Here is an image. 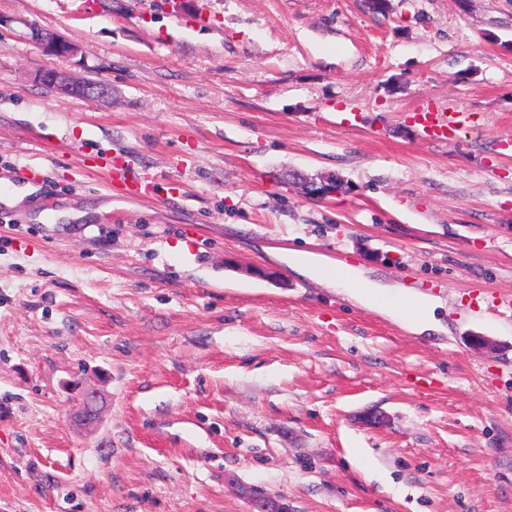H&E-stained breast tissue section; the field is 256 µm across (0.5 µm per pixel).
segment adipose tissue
<instances>
[{"mask_svg":"<svg viewBox=\"0 0 512 512\" xmlns=\"http://www.w3.org/2000/svg\"><path fill=\"white\" fill-rule=\"evenodd\" d=\"M288 264L301 275L322 279L336 287L350 290L366 306L402 321L414 331H431L436 327L435 298H410L396 294L367 279L362 271L349 265L342 266L340 273H331L330 263L310 252H291Z\"/></svg>","mask_w":512,"mask_h":512,"instance_id":"1","label":"adipose tissue"}]
</instances>
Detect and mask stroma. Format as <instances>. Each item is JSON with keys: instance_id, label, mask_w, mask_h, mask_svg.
<instances>
[{"instance_id": "obj_1", "label": "stroma", "mask_w": 512, "mask_h": 512, "mask_svg": "<svg viewBox=\"0 0 512 512\" xmlns=\"http://www.w3.org/2000/svg\"><path fill=\"white\" fill-rule=\"evenodd\" d=\"M56 68L111 97L37 81ZM448 107L466 123L430 141ZM102 149L152 202L79 174ZM32 159L0 209V512H250L241 485L288 512H512V0H0V173ZM289 250L437 297L441 332ZM34 36L35 39L43 45L45 50L54 56L66 59L74 56L77 52V47L73 43L61 39L56 35L37 31ZM461 112H429L421 116V122L429 138L443 140L453 132Z\"/></svg>"}]
</instances>
